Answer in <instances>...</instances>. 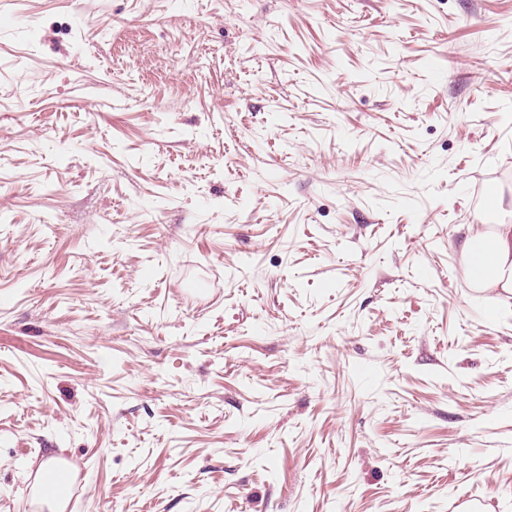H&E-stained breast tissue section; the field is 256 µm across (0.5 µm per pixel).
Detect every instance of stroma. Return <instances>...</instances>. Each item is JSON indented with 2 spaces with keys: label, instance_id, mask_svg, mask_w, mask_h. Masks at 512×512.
<instances>
[{
  "label": "stroma",
  "instance_id": "obj_1",
  "mask_svg": "<svg viewBox=\"0 0 512 512\" xmlns=\"http://www.w3.org/2000/svg\"><path fill=\"white\" fill-rule=\"evenodd\" d=\"M502 220L512 0H0V512H512ZM490 232H477L462 245V259L477 288L512 294V221L492 224ZM501 293H498L500 295ZM47 477H50L60 482L65 489L63 496L55 500L62 501L68 498H70V501L74 500V497L78 492L79 485L78 480L75 476V468L72 465L64 461H59L56 469L53 471V475H46V473H44L43 471H39L38 469L35 471L32 486L35 487V490L38 493V495H46L47 497L53 498L55 491L53 487L46 489L44 495V486L48 481Z\"/></svg>",
  "mask_w": 512,
  "mask_h": 512
}]
</instances>
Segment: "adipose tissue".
<instances>
[{"instance_id":"ef3b65f1","label":"adipose tissue","mask_w":512,"mask_h":512,"mask_svg":"<svg viewBox=\"0 0 512 512\" xmlns=\"http://www.w3.org/2000/svg\"><path fill=\"white\" fill-rule=\"evenodd\" d=\"M461 253L476 287L512 294V221L468 236Z\"/></svg>"}]
</instances>
